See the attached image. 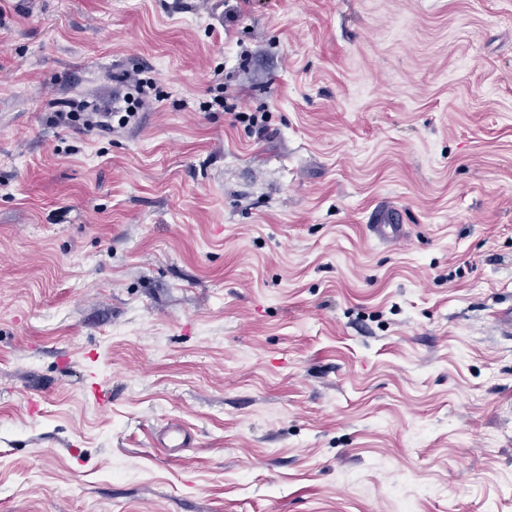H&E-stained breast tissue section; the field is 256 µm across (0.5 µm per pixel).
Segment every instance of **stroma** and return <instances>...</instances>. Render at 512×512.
<instances>
[{"label":"stroma","mask_w":512,"mask_h":512,"mask_svg":"<svg viewBox=\"0 0 512 512\" xmlns=\"http://www.w3.org/2000/svg\"><path fill=\"white\" fill-rule=\"evenodd\" d=\"M402 495L512 512V0H0V512ZM142 97H133L130 93H126L122 97V102H119L112 107V102L106 106H98L92 102L71 100L64 103V107L68 110H59L55 112V120L57 122H78L85 114L95 115L99 120L93 121L85 119L83 126L89 130H98L101 132H108L112 129V117L119 116L118 123L127 125L134 119L138 110L142 105ZM90 110L91 112H85ZM121 114V115H119ZM191 442V434L178 421H171L162 438L161 448H188Z\"/></svg>","instance_id":"obj_1"}]
</instances>
